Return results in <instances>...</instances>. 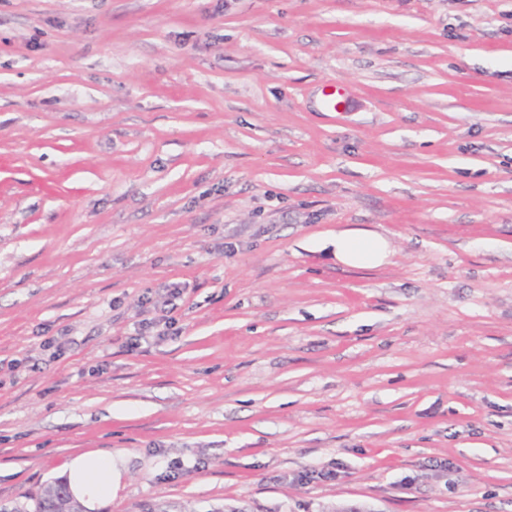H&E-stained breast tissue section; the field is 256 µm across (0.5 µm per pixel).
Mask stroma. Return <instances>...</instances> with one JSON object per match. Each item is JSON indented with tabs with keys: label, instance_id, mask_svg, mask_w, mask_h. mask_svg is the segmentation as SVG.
Here are the masks:
<instances>
[{
	"label": "stroma",
	"instance_id": "stroma-1",
	"mask_svg": "<svg viewBox=\"0 0 512 512\" xmlns=\"http://www.w3.org/2000/svg\"><path fill=\"white\" fill-rule=\"evenodd\" d=\"M110 449L100 512H512V0H0V506ZM327 237L336 260L347 266H378L390 254L388 239L377 233L345 229L336 230Z\"/></svg>",
	"mask_w": 512,
	"mask_h": 512
}]
</instances>
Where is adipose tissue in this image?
Returning a JSON list of instances; mask_svg holds the SVG:
<instances>
[{
  "label": "adipose tissue",
  "instance_id": "obj_1",
  "mask_svg": "<svg viewBox=\"0 0 512 512\" xmlns=\"http://www.w3.org/2000/svg\"><path fill=\"white\" fill-rule=\"evenodd\" d=\"M328 242L338 262L352 267L378 266L390 254L384 236L352 229L329 234ZM126 471L122 454L98 451L77 455L65 463L59 475L86 512H99Z\"/></svg>",
  "mask_w": 512,
  "mask_h": 512
}]
</instances>
